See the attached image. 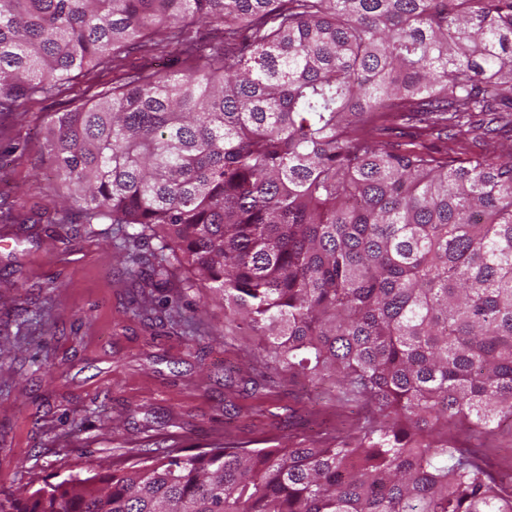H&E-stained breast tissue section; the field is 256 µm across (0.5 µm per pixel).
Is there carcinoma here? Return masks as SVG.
Segmentation results:
<instances>
[{
	"mask_svg": "<svg viewBox=\"0 0 512 512\" xmlns=\"http://www.w3.org/2000/svg\"><path fill=\"white\" fill-rule=\"evenodd\" d=\"M222 26L197 46L190 21ZM48 152L85 223L159 239L288 373L366 408L332 446L137 455L0 493V512H512L457 426L512 421V0H0V112L147 44Z\"/></svg>",
	"mask_w": 512,
	"mask_h": 512,
	"instance_id": "carcinoma-1",
	"label": "carcinoma"
}]
</instances>
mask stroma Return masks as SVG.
<instances>
[{"label": "stroma", "mask_w": 512, "mask_h": 512, "mask_svg": "<svg viewBox=\"0 0 512 512\" xmlns=\"http://www.w3.org/2000/svg\"><path fill=\"white\" fill-rule=\"evenodd\" d=\"M152 66L181 76L186 55L135 50L69 92L0 115V490L56 481L75 467L108 466L164 448L328 446L335 424L355 427L360 401L330 379L315 383L272 363L257 339L224 322L209 289L141 292L112 251L113 224L84 223L60 202L69 191L48 154L51 122ZM173 303L145 320L136 305ZM489 469L512 471V424L457 432Z\"/></svg>", "instance_id": "stroma-1"}]
</instances>
